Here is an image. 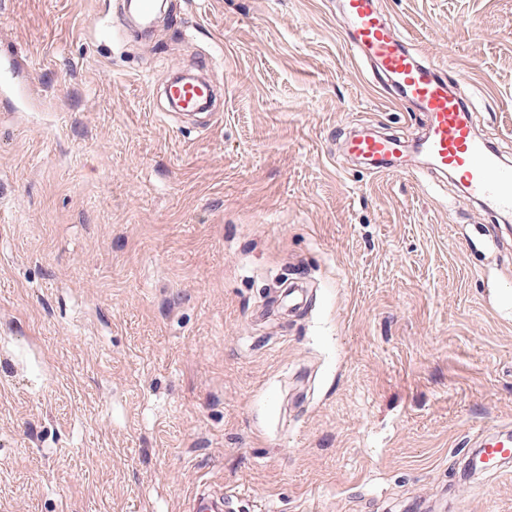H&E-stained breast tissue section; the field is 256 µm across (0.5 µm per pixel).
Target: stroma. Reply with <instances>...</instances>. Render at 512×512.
<instances>
[{
  "instance_id": "1",
  "label": "stroma",
  "mask_w": 512,
  "mask_h": 512,
  "mask_svg": "<svg viewBox=\"0 0 512 512\" xmlns=\"http://www.w3.org/2000/svg\"><path fill=\"white\" fill-rule=\"evenodd\" d=\"M0 0L46 108L0 104V512H512V222L452 180L373 174L351 128L415 139L340 0ZM475 131L512 152V0H380ZM203 130L154 110L196 58ZM306 307L251 314L286 280ZM157 2L158 0L114 1L112 11L109 10L105 16L110 17L113 25H125L132 15H135L141 25L150 24L155 18ZM116 4L120 5L119 9H116ZM476 451L471 463L474 467L497 470L502 464L512 460V428L503 434H484L480 430L476 435Z\"/></svg>"
}]
</instances>
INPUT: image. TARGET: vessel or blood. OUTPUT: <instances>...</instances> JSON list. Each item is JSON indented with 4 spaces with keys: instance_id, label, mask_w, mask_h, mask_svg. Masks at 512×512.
I'll return each instance as SVG.
<instances>
[{
    "instance_id": "1",
    "label": "vessel or blood",
    "mask_w": 512,
    "mask_h": 512,
    "mask_svg": "<svg viewBox=\"0 0 512 512\" xmlns=\"http://www.w3.org/2000/svg\"><path fill=\"white\" fill-rule=\"evenodd\" d=\"M157 0H122L109 13L111 22L126 24L137 18L148 24L156 14ZM341 31L344 41L359 59L393 88L401 99L424 113V132L414 148H406L391 133L356 135L345 142L347 154L366 161L374 173H414L417 162L440 174L459 176L465 190L491 208L512 211V167L503 164L494 148L474 131V111L453 90L439 65L423 59L409 36L377 0H342ZM23 69L16 53L0 49V95L22 91L34 95L22 82ZM212 82L190 83L184 74L171 76L165 96L172 110L191 115L209 108ZM512 461V428L503 434L476 435L474 467L495 470Z\"/></svg>"
}]
</instances>
